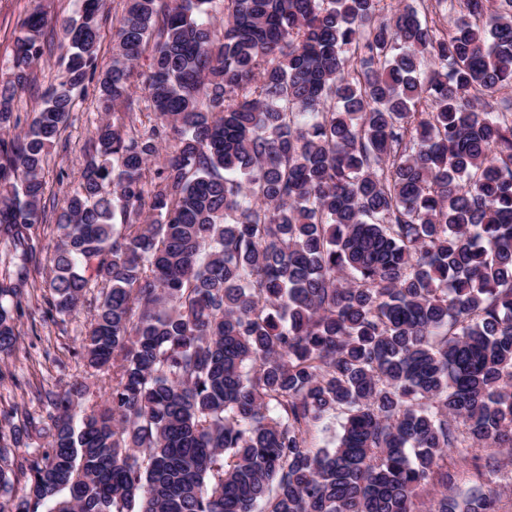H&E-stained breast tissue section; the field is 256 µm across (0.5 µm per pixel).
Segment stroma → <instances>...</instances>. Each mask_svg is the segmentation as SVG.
I'll return each instance as SVG.
<instances>
[{
	"label": "stroma",
	"instance_id": "stroma-1",
	"mask_svg": "<svg viewBox=\"0 0 512 512\" xmlns=\"http://www.w3.org/2000/svg\"><path fill=\"white\" fill-rule=\"evenodd\" d=\"M43 10L61 18L78 10L77 0H0V80L12 70L13 46L21 35V22L33 10ZM54 54L34 70L36 82L19 92L12 102L14 113L30 122L43 106L42 95L54 82L58 72L56 58L64 54L68 39L62 28L53 32ZM101 114L97 108L95 82H87L86 90L72 112L68 124L50 150L43 172L46 182L45 201L53 209L47 212L37 234L43 244L32 288L17 317L20 339L10 354H0V431H23L26 411L38 409L33 399L36 389H58L82 369L78 356L85 326L91 318L83 309L69 316L50 313L43 281L52 266L56 236V207L62 206L64 194L80 179L84 164V148L92 136Z\"/></svg>",
	"mask_w": 512,
	"mask_h": 512
}]
</instances>
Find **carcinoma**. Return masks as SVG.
I'll return each instance as SVG.
<instances>
[{
    "label": "carcinoma",
    "mask_w": 512,
    "mask_h": 512,
    "mask_svg": "<svg viewBox=\"0 0 512 512\" xmlns=\"http://www.w3.org/2000/svg\"><path fill=\"white\" fill-rule=\"evenodd\" d=\"M381 0H107L27 127L16 92L51 52L34 12L0 83V353L20 332L43 170L85 83L105 118L56 219L50 310L100 289L83 377L0 432L11 512H498L452 491L512 453V0H459L449 34ZM147 113L131 109L146 49ZM156 168H151L152 163ZM106 397L76 416L88 377ZM346 414L332 450L311 431ZM124 0H109L107 7L109 10L108 18L102 25L101 43L98 64L99 67L107 64L112 56V25L121 16L124 9Z\"/></svg>",
    "instance_id": "cac0c4a2"
}]
</instances>
